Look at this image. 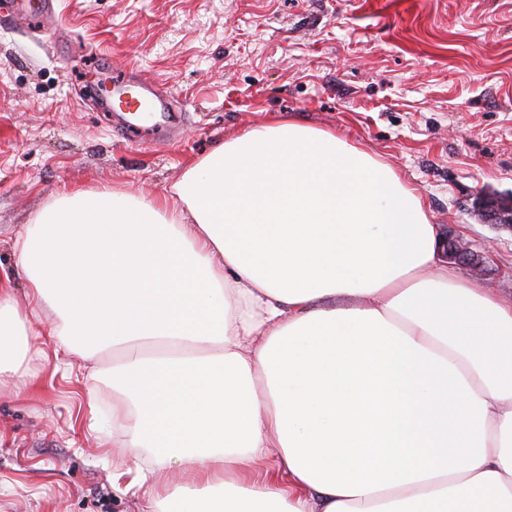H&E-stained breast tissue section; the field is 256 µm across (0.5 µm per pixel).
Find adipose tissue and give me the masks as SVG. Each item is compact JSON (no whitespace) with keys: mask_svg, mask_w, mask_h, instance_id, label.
I'll list each match as a JSON object with an SVG mask.
<instances>
[{"mask_svg":"<svg viewBox=\"0 0 512 512\" xmlns=\"http://www.w3.org/2000/svg\"><path fill=\"white\" fill-rule=\"evenodd\" d=\"M15 249L67 351L124 352L145 512H512V304L335 133L251 127L150 198L73 189ZM33 334L0 283V375Z\"/></svg>","mask_w":512,"mask_h":512,"instance_id":"adipose-tissue-1","label":"adipose tissue"}]
</instances>
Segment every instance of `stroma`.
<instances>
[{
  "label": "stroma",
  "instance_id": "obj_1",
  "mask_svg": "<svg viewBox=\"0 0 512 512\" xmlns=\"http://www.w3.org/2000/svg\"><path fill=\"white\" fill-rule=\"evenodd\" d=\"M55 18L0 26V277L39 331L0 378V512H143L113 446L117 356L47 335L17 232L73 188L153 197L217 143L269 121L335 132L393 167L440 229L484 250L512 301V232L475 203L512 194V0H55ZM135 70L175 98L166 141L136 144L87 85Z\"/></svg>",
  "mask_w": 512,
  "mask_h": 512
}]
</instances>
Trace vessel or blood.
Masks as SVG:
<instances>
[{"label":"vessel or blood","instance_id":"vessel-or-blood-1","mask_svg":"<svg viewBox=\"0 0 512 512\" xmlns=\"http://www.w3.org/2000/svg\"><path fill=\"white\" fill-rule=\"evenodd\" d=\"M46 8V0H0V13L13 25L40 19ZM112 93V112L120 117L119 129L126 139L155 140L177 118L167 94L133 79L128 73L113 75ZM148 117L154 120L149 128L143 125Z\"/></svg>","mask_w":512,"mask_h":512}]
</instances>
